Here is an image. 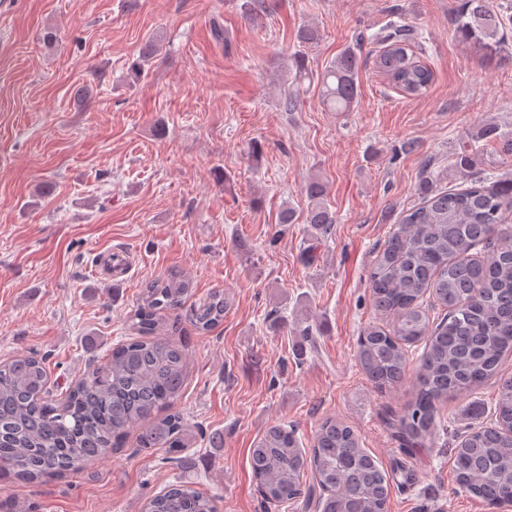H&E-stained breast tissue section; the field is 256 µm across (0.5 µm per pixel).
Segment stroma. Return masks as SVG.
<instances>
[{
  "label": "stroma",
  "instance_id": "1",
  "mask_svg": "<svg viewBox=\"0 0 512 512\" xmlns=\"http://www.w3.org/2000/svg\"><path fill=\"white\" fill-rule=\"evenodd\" d=\"M241 3L0 0V361L43 357L63 391L131 336L146 282L176 271L193 298L219 290L228 302L205 334L187 310L170 317L187 346L176 408L196 436L184 460L139 449L132 432L62 480L0 475V496L22 512H141L190 478L222 512H316L311 501L265 502L249 450L279 423L310 445L333 417L388 470V512H501L453 472L457 443L493 421L496 380L443 401L446 427L432 447L405 449L396 421L415 370L381 391L356 352L364 327L393 322L374 307L369 271L401 212L419 203L424 165L451 159L464 131L512 128V60L483 61L455 38L459 0H261L247 18ZM396 16L417 28V56L433 74L419 98L374 66L373 36ZM305 25L318 27V43H299ZM47 26L58 35L51 45L40 38ZM155 34L162 50L134 77L129 64ZM355 44L363 65L352 112H329L307 81L286 109L291 54L317 74ZM82 84L94 96L79 105ZM313 176L336 213L322 234L302 222ZM286 207L298 221L278 225ZM217 432L220 448L209 444Z\"/></svg>",
  "mask_w": 512,
  "mask_h": 512
}]
</instances>
